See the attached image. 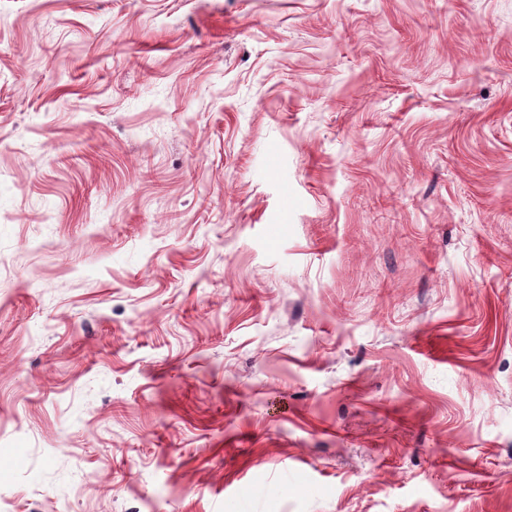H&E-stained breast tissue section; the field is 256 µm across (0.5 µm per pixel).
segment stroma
Returning <instances> with one entry per match:
<instances>
[{
    "label": "stroma",
    "instance_id": "1",
    "mask_svg": "<svg viewBox=\"0 0 512 512\" xmlns=\"http://www.w3.org/2000/svg\"><path fill=\"white\" fill-rule=\"evenodd\" d=\"M0 512H512V0H0Z\"/></svg>",
    "mask_w": 512,
    "mask_h": 512
}]
</instances>
